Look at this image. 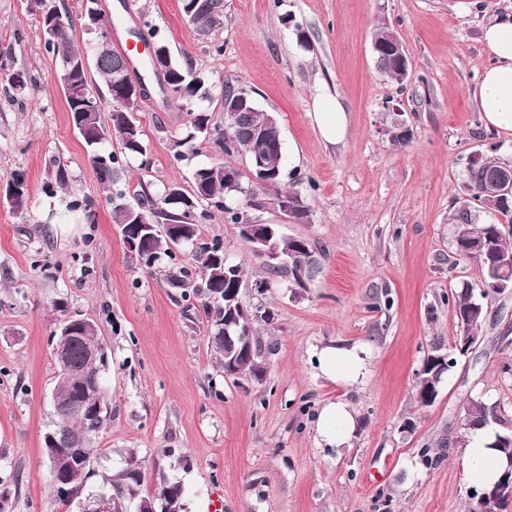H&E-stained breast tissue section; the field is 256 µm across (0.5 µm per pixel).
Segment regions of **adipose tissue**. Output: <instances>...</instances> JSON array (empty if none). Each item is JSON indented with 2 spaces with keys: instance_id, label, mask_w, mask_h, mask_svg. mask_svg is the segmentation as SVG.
I'll return each mask as SVG.
<instances>
[{
  "instance_id": "ef3b65f1",
  "label": "adipose tissue",
  "mask_w": 512,
  "mask_h": 512,
  "mask_svg": "<svg viewBox=\"0 0 512 512\" xmlns=\"http://www.w3.org/2000/svg\"><path fill=\"white\" fill-rule=\"evenodd\" d=\"M482 43L490 64L473 92L477 108L486 126L512 131V13L489 18L483 25ZM313 117L326 142L337 144L345 139L348 117L339 99L327 93L316 95ZM369 356L365 344L327 345L310 352L322 377L348 384L363 381ZM356 428V413L344 401L325 404L314 422L320 444L339 450L350 444ZM498 433L493 425L466 430L463 473L468 486L483 487L502 476L506 463L492 448Z\"/></svg>"
}]
</instances>
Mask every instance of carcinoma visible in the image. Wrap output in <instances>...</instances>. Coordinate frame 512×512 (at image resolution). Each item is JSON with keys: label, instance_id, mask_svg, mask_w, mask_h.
<instances>
[{"label": "carcinoma", "instance_id": "carcinoma-1", "mask_svg": "<svg viewBox=\"0 0 512 512\" xmlns=\"http://www.w3.org/2000/svg\"><path fill=\"white\" fill-rule=\"evenodd\" d=\"M181 11L192 13L196 27L211 34L224 27V0H181ZM45 47L63 61H72L77 64L83 57V53L75 48L69 29L61 32L55 42L45 43ZM121 60L122 54L116 52L112 57V64H101L96 67L104 83L105 91L103 92L91 88V80L80 67L70 70L69 80L86 90L85 95L79 100H67L72 123L83 124L82 138L89 147L95 148L109 137L118 141L119 153H97L93 156L101 183L112 189L110 199L113 222L122 229L133 224L134 219L130 215V210L133 209L151 218L155 224L178 225L181 235L179 239L162 229L155 232V237L148 244V250L155 262L163 255L173 258L174 250L184 244L189 243L194 246L192 267L179 266L170 269L166 274L167 282L172 287L190 289L194 294L204 297V312L216 314L210 345L219 356V363L223 365L225 364L224 353L229 351V345L224 337V323L227 322L224 293L234 288L240 294L246 290L249 281L240 265L233 264L224 257V245L220 239L216 238L209 242L199 241V220L202 213L198 212L196 206L199 202L205 201L224 210L225 222L234 226L240 224L245 211L239 205H229V202L240 196L249 198L258 191L272 193L278 204L285 197H298V204L306 217L310 216L309 206L301 198V193L295 190V184H288L285 181L282 150L270 147L264 140L258 139L249 143L247 156L250 158L255 155L261 156L266 166V175L264 180L255 183L254 187L249 189L241 186L232 187L224 182V172L233 169V166L227 162H218L194 169L192 185L201 190V195L193 199L195 209L189 215V219L182 218V204L169 201L166 191L155 199L147 197L136 207H129L125 202L126 191L118 187L123 169L122 158L143 157L145 147L142 127L139 122L131 119L136 100L112 97V71L114 67L120 65ZM191 73L192 67L175 63L171 64L169 70L173 84L184 88L187 100L206 95L204 80L199 76H191ZM106 97L112 103L108 124L103 120L102 108ZM210 129L209 114L202 111L196 113L192 121V132L185 140L174 144V158L183 159L181 147L198 137L208 138ZM236 135V128L228 122L224 126V131L214 139V145L227 157L238 155L240 151L233 144ZM486 158L490 167H469L471 198L482 208L501 214L504 221L498 224L474 225L466 220L456 225V251L459 256L476 262L480 271L479 287L476 289L466 287L445 297V302L451 305L453 317L457 322L462 321L471 311L480 310L479 316L472 319L473 324L480 328L487 321L489 305L496 299V295L484 291L482 285L498 275V267L494 265L495 257L512 254V208L503 209L492 206L498 193L495 168L504 166V163L489 154ZM276 239L286 264L270 265L268 270L272 273L284 271L297 288L309 287L320 273V263L312 242L306 238L284 237L280 234L276 235ZM241 304L244 310L237 311L232 321V329L235 335L246 338L249 349L246 354L237 358L235 376L232 380L235 382L241 379L260 381L266 372V358L259 338V330L262 326L271 325L273 316L259 318L255 315V308L249 306L246 300H241ZM88 345L90 342L81 336L74 337L69 343V366L76 386L82 381L85 372L93 370V366L85 359ZM460 356H462L461 352L445 344L441 338L436 337L432 340L424 360L430 390L423 388L416 390V403L419 406L427 407L433 403V397L438 392L440 384L456 366L457 358ZM490 423L500 426L503 430V433L498 436L497 447L508 462V470L494 484V487L501 488L507 493L512 490V420L497 406H489L482 401H472L466 406L463 418L464 428L486 426ZM57 429L67 435L72 448L85 447L90 438L87 425L80 419H62ZM89 471L90 468L84 464V460L80 459V453H74L70 457L67 471L71 487L75 490L80 489ZM140 481L141 462L132 455L126 468L112 478L114 512H123L126 496L134 493V487L139 485ZM152 496L165 503L167 512L184 510L183 489L177 482H163L154 489Z\"/></svg>", "mask_w": 512, "mask_h": 512}]
</instances>
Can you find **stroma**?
<instances>
[{
  "label": "stroma",
  "instance_id": "35a3bbf8",
  "mask_svg": "<svg viewBox=\"0 0 512 512\" xmlns=\"http://www.w3.org/2000/svg\"><path fill=\"white\" fill-rule=\"evenodd\" d=\"M224 27L198 39L180 0H100L113 44L135 38L147 19L179 64L206 80L204 99L174 100L146 58L133 78L149 94L135 116L149 167L124 162L128 203L190 187L196 167L220 161L208 142L188 140L195 112L224 127V90L245 89L277 113L284 167L306 197L310 221L286 224L273 195L248 214L284 234L311 239L324 252L306 290L287 275L270 276L223 211L201 203L203 240L221 239L228 261L250 282L270 281L250 301L269 307L273 342L262 381L234 383L210 346L202 297L170 287L168 258L137 262L112 221L109 190L93 150L74 129L28 0H0V70H22L35 86L0 81V183L23 174L24 212L0 202V512H79L106 488L128 456L142 481L125 501L162 480L180 482L186 512H209L224 490V512H468L460 439L466 405H498L512 415V291L489 307L482 338L459 357L428 408L415 402V374L433 337L452 338L445 298L475 284L476 264L457 255L454 224L499 220L471 200L467 170L475 153L493 151L512 165V133L486 129L473 99L487 59L482 25L512 0H224ZM386 23L411 62L404 84L383 74L371 49ZM309 45L301 47L299 33ZM339 97L348 116L345 140L321 137L312 117L316 94ZM411 130L406 145L386 134L392 105ZM185 140L186 157H173ZM64 181H57V169ZM69 315L98 324L107 347L104 374L110 418L94 445L99 454L79 496L62 502L49 485L44 435L53 415L56 376L51 335ZM368 344V375L355 385L318 376L312 347ZM349 402L357 429L343 453L318 447L312 431L326 402ZM415 429L401 430L404 420ZM455 441L447 457L424 465L421 449L441 435Z\"/></svg>",
  "mask_w": 512,
  "mask_h": 512
}]
</instances>
